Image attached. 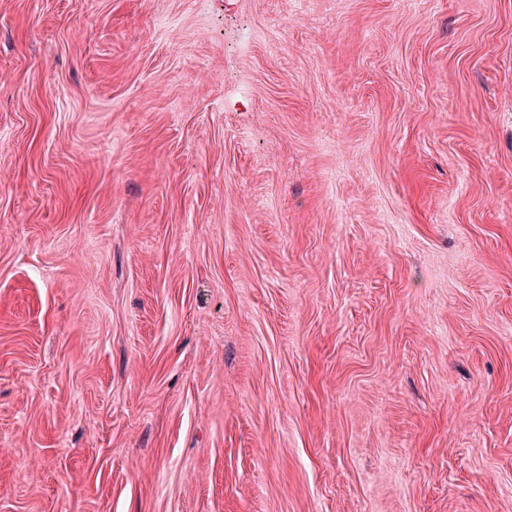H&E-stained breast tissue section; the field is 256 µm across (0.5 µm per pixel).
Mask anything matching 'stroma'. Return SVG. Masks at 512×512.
Returning a JSON list of instances; mask_svg holds the SVG:
<instances>
[{
  "label": "stroma",
  "mask_w": 512,
  "mask_h": 512,
  "mask_svg": "<svg viewBox=\"0 0 512 512\" xmlns=\"http://www.w3.org/2000/svg\"><path fill=\"white\" fill-rule=\"evenodd\" d=\"M0 512H512V0H0Z\"/></svg>",
  "instance_id": "1"
}]
</instances>
